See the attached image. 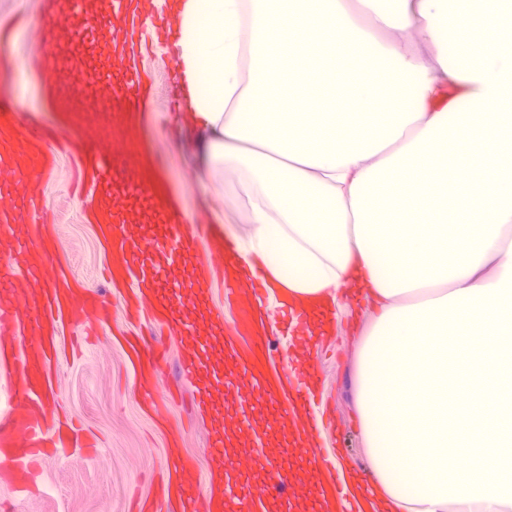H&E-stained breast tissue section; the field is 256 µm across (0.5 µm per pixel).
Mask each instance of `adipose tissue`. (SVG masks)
Segmentation results:
<instances>
[{
  "label": "adipose tissue",
  "instance_id": "adipose-tissue-1",
  "mask_svg": "<svg viewBox=\"0 0 512 512\" xmlns=\"http://www.w3.org/2000/svg\"><path fill=\"white\" fill-rule=\"evenodd\" d=\"M208 164L271 291L376 314L362 512H512V31L464 0H186ZM420 387L435 404L414 416Z\"/></svg>",
  "mask_w": 512,
  "mask_h": 512
}]
</instances>
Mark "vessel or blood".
I'll return each mask as SVG.
<instances>
[{
  "label": "vessel or blood",
  "instance_id": "obj_1",
  "mask_svg": "<svg viewBox=\"0 0 512 512\" xmlns=\"http://www.w3.org/2000/svg\"><path fill=\"white\" fill-rule=\"evenodd\" d=\"M153 0H50L47 24L35 38L47 60L51 89L67 88L53 110L65 118L56 132L42 121L17 122L0 114V382L13 401L0 408V465L11 468L14 486L25 491L30 469L59 445L82 448L86 439L74 423L61 420L52 403L54 367L65 348L63 329L107 320L111 308L99 291L75 277L65 259L55 256L57 225L36 203L55 164L54 149L68 147L78 134L88 152L81 159L80 194L106 259L112 288L125 292L133 334L120 343L141 392L142 413L156 425L166 422L164 406L172 393L162 386L165 349L147 340L152 325L192 336L182 354L184 380H196L211 344L224 356L221 387L208 388L204 411L224 397V385L244 384L266 404L271 419L294 418V432L308 434L299 417L309 414L320 374L313 359L301 357L289 368L272 367L268 328L283 322L300 343L333 320V312L314 317L309 308L282 305L262 309L257 277H245L234 249L203 218L187 217L158 183L163 166L146 161L136 136L137 120L150 88L141 47ZM220 284L233 299L238 316L225 327L209 306L210 287ZM212 455L224 464L223 475L201 478L193 460L170 443L168 464L159 480V498L168 512H265L283 506L288 469L267 467L265 480L248 483L262 460L250 435L224 448V431L215 429ZM313 499L339 501L330 460H312Z\"/></svg>",
  "mask_w": 512,
  "mask_h": 512
}]
</instances>
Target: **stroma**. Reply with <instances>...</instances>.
Wrapping results in <instances>:
<instances>
[{
	"mask_svg": "<svg viewBox=\"0 0 512 512\" xmlns=\"http://www.w3.org/2000/svg\"><path fill=\"white\" fill-rule=\"evenodd\" d=\"M47 15L48 0H0V19L12 22L0 33V113L41 120L52 105L54 93L42 79L44 62L30 57L33 23ZM165 51L155 38L143 51L152 91L139 127L142 150L145 156L162 161L166 188L180 196L184 210L207 212L213 221L225 219L228 229L246 235L249 204L224 195L223 171L208 169L206 142L176 112L177 83L162 66ZM76 173L74 151L58 152L54 175L43 188L39 208L57 222V253L68 261L74 274L90 287L100 288L104 285V260L90 224L82 218V206L74 192ZM186 178L197 184V193L190 198L180 195ZM109 302L111 321L98 329L80 357L61 361L57 369L63 405L99 435V446L88 453L57 450L40 462L31 490L17 495L11 491L9 475L1 471L0 498H13L14 512H130L132 490L155 498L151 480L165 467L166 443L174 436L181 439L184 452L194 459L200 473L210 472L215 423L212 417L195 416V387L182 388L167 408L165 428H156L141 412L134 374L123 349L113 342L115 335L128 328L125 298L116 292ZM372 318L367 305L355 306L352 313L342 315L324 343L312 347L322 373L313 409L322 425L316 451L347 458L354 471L365 477L370 468L356 423L355 369Z\"/></svg>",
	"mask_w": 512,
	"mask_h": 512,
	"instance_id": "stroma-1",
	"label": "stroma"
}]
</instances>
